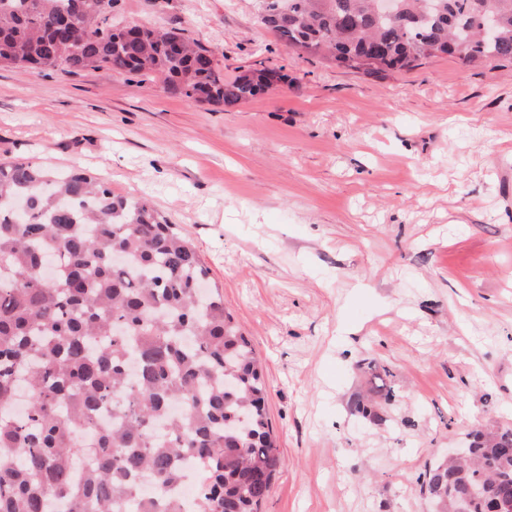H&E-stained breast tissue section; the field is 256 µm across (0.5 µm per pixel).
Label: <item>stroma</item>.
I'll return each instance as SVG.
<instances>
[{
  "mask_svg": "<svg viewBox=\"0 0 512 512\" xmlns=\"http://www.w3.org/2000/svg\"><path fill=\"white\" fill-rule=\"evenodd\" d=\"M260 0H118L225 77L233 108L109 67H0V161L79 169L185 234L263 365L283 459L260 512H434L418 480L512 428V63L370 75L297 56ZM386 372L377 416L351 402Z\"/></svg>",
  "mask_w": 512,
  "mask_h": 512,
  "instance_id": "35a3bbf8",
  "label": "stroma"
}]
</instances>
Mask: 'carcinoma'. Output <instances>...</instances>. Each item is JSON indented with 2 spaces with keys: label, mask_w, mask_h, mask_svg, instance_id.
<instances>
[{
  "label": "carcinoma",
  "mask_w": 512,
  "mask_h": 512,
  "mask_svg": "<svg viewBox=\"0 0 512 512\" xmlns=\"http://www.w3.org/2000/svg\"><path fill=\"white\" fill-rule=\"evenodd\" d=\"M116 2L0 0V62L107 65L224 107L288 81L266 69L226 80L174 29L101 26ZM262 2L261 22L289 50L338 67L512 60V0H398L394 19L375 0ZM266 392L207 267L148 202L81 171L0 164V512H181L189 461L198 512H258L283 466ZM469 438V460L422 474L437 512L512 503V429Z\"/></svg>",
  "instance_id": "1"
}]
</instances>
